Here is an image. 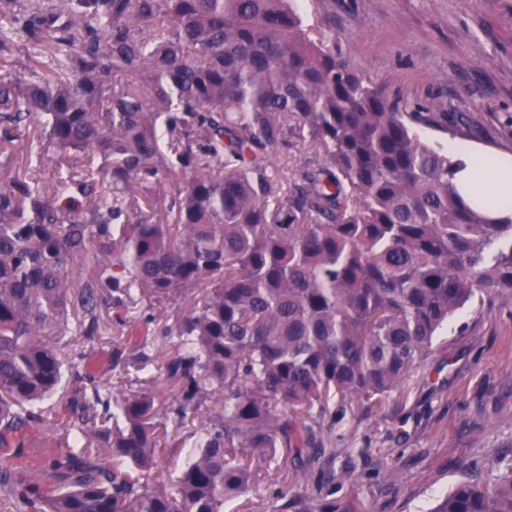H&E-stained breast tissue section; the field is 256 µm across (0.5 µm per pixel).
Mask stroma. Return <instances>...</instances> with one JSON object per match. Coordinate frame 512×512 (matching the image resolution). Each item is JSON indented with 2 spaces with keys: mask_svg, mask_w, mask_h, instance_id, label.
Returning a JSON list of instances; mask_svg holds the SVG:
<instances>
[{
  "mask_svg": "<svg viewBox=\"0 0 512 512\" xmlns=\"http://www.w3.org/2000/svg\"><path fill=\"white\" fill-rule=\"evenodd\" d=\"M351 63L388 101L424 103L465 114L482 130L476 144L512 153V0H308ZM193 295L141 303L153 314L148 338L135 336L125 311L103 315L94 342L67 335L57 348L65 361L84 352L100 363L112 391L150 389L166 406L175 386L163 368L175 330L193 307ZM148 353L150 376L113 368V347ZM57 401L46 403L48 428L25 433L19 447H0V470L11 478L54 481L43 459L67 436ZM336 456L311 470L298 486L311 493L321 472L338 480L324 503L352 512H428L435 499L471 468L489 469L512 449V300L494 298L478 312H462L438 339L428 363L388 394L381 407L348 404L337 416ZM399 477L388 481L387 473Z\"/></svg>",
  "mask_w": 512,
  "mask_h": 512,
  "instance_id": "obj_1",
  "label": "stroma"
}]
</instances>
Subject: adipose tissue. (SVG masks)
I'll list each match as a JSON object with an SVG mask.
<instances>
[{
	"instance_id": "1",
	"label": "adipose tissue",
	"mask_w": 512,
	"mask_h": 512,
	"mask_svg": "<svg viewBox=\"0 0 512 512\" xmlns=\"http://www.w3.org/2000/svg\"><path fill=\"white\" fill-rule=\"evenodd\" d=\"M448 150L463 162L455 183L464 203L492 220L512 219V154L461 142Z\"/></svg>"
}]
</instances>
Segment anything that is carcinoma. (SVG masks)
I'll return each mask as SVG.
<instances>
[{
    "label": "carcinoma",
    "mask_w": 512,
    "mask_h": 512,
    "mask_svg": "<svg viewBox=\"0 0 512 512\" xmlns=\"http://www.w3.org/2000/svg\"><path fill=\"white\" fill-rule=\"evenodd\" d=\"M20 43L44 60L15 72ZM35 117L39 148L108 163L4 174ZM417 125L477 132L386 101L298 0H0V446L45 424L56 337L96 336L102 304L202 293L170 337L163 414L83 363L76 441L43 463L53 493L4 479L9 496L27 512H224L262 488L278 512H320L294 488L336 456V412L379 405L458 314L512 299V221L463 203L458 160ZM292 131L319 159L275 171ZM176 171L175 223L158 224L138 191ZM149 366L112 349L114 369ZM214 399L223 413L163 477L174 435ZM491 470L430 512H512V451Z\"/></svg>",
    "instance_id": "cac0c4a2"
}]
</instances>
